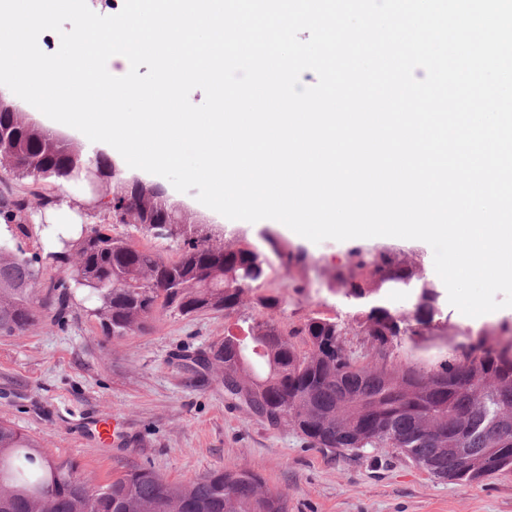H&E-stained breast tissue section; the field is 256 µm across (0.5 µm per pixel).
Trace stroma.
I'll return each mask as SVG.
<instances>
[{"label": "stroma", "mask_w": 512, "mask_h": 512, "mask_svg": "<svg viewBox=\"0 0 512 512\" xmlns=\"http://www.w3.org/2000/svg\"><path fill=\"white\" fill-rule=\"evenodd\" d=\"M87 194L82 183L0 176L1 203L22 200L36 210L49 198L75 204ZM77 217L88 228L106 225L165 260L179 257V242L154 239L139 225L117 222L112 212L81 210ZM211 226L230 246L260 247L269 234L284 245L283 255H270L266 277L245 306L190 316L160 310L143 332L112 339L80 304L62 324L46 321L24 335L0 338V422L42 439L99 484L138 467L177 483L228 468L258 473L267 489L286 499L288 512H512V473L457 485L436 479L392 448L358 456L313 448L290 426H269L231 400L222 372L198 375L191 368L192 356L247 317H271L285 329L298 328L314 315L348 319L353 309L330 283L356 248L392 245L428 279H436L427 243L377 237L316 244L282 224L215 219ZM297 252L306 254L305 262L291 261ZM270 295L281 298L278 310L260 305V297ZM439 306L435 335L403 340L400 357L413 353L433 361L441 339L457 338L468 327L512 331V308L472 318L444 294ZM95 417L123 421L124 437L109 446L94 441L86 424Z\"/></svg>", "instance_id": "35a3bbf8"}]
</instances>
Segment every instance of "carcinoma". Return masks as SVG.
Returning <instances> with one entry per match:
<instances>
[{
	"label": "carcinoma",
	"mask_w": 512,
	"mask_h": 512,
	"mask_svg": "<svg viewBox=\"0 0 512 512\" xmlns=\"http://www.w3.org/2000/svg\"><path fill=\"white\" fill-rule=\"evenodd\" d=\"M0 133L13 143L11 172L19 179L88 183L110 175L104 159L77 163L48 131L26 124L23 112H0ZM115 216L141 211L146 230L165 225L158 238H183L180 256L165 261L104 227L60 238L47 253L65 277L40 296L46 266L33 211L23 202L0 204L9 235L0 236V337L19 336L69 313L78 292L107 337L131 336L157 308L188 316L236 310L266 275L264 249L224 247L190 213L174 215L168 200L142 202L134 190L111 186ZM332 285L356 312L347 320L308 318L293 331L272 320H242L227 329L210 366L224 368L236 390L272 426L286 424L312 448H395L432 476L459 485L512 472V336L467 329L432 364L400 360L405 336L437 328L436 285L390 248L352 252ZM412 300L405 315L390 296ZM301 337L305 351L297 349ZM362 336L372 353L360 354L346 337ZM0 512H288L286 500L265 488L255 472L218 469L186 483H170L146 467L96 486L78 465L35 437L0 423Z\"/></svg>",
	"instance_id": "cac0c4a2"
}]
</instances>
